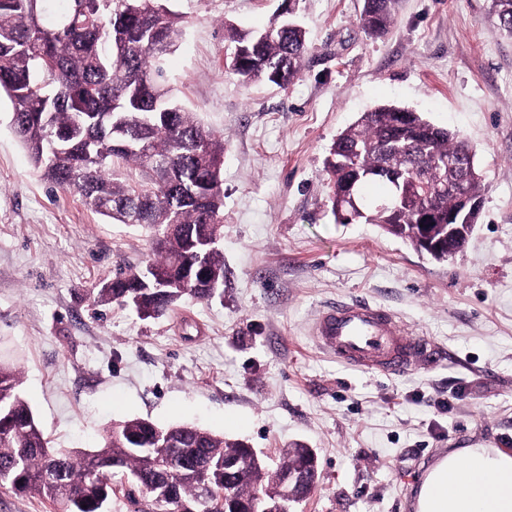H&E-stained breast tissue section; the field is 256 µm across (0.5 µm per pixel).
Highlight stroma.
<instances>
[{
    "instance_id": "1",
    "label": "stroma",
    "mask_w": 512,
    "mask_h": 512,
    "mask_svg": "<svg viewBox=\"0 0 512 512\" xmlns=\"http://www.w3.org/2000/svg\"><path fill=\"white\" fill-rule=\"evenodd\" d=\"M281 0H167L186 22L167 68L224 138V285L142 319L91 291L154 258L34 170L0 98V358L52 447L96 448L113 422L192 423L267 464L300 443L320 479L292 512H414L449 451L512 455V38L491 0H401L378 37L363 0H298L311 48L280 87L227 72L225 23L270 24ZM393 104L457 132L483 172L481 214L438 262L373 224H340L325 159L362 113ZM365 300L444 357L401 375L346 366L313 325Z\"/></svg>"
}]
</instances>
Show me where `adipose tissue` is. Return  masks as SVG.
Listing matches in <instances>:
<instances>
[{
  "instance_id": "obj_1",
  "label": "adipose tissue",
  "mask_w": 512,
  "mask_h": 512,
  "mask_svg": "<svg viewBox=\"0 0 512 512\" xmlns=\"http://www.w3.org/2000/svg\"><path fill=\"white\" fill-rule=\"evenodd\" d=\"M416 512H512V456L492 448L449 452L426 473Z\"/></svg>"
}]
</instances>
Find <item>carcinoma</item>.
<instances>
[{
  "instance_id": "obj_1",
  "label": "carcinoma",
  "mask_w": 512,
  "mask_h": 512,
  "mask_svg": "<svg viewBox=\"0 0 512 512\" xmlns=\"http://www.w3.org/2000/svg\"><path fill=\"white\" fill-rule=\"evenodd\" d=\"M398 7L365 0L362 29L384 33ZM492 11L512 37V0H492ZM183 33L164 0H0L11 127L47 183L151 232L156 258L93 290L94 303L116 301L145 318L185 298L208 300L224 283V138L172 93L164 69ZM225 35L226 69L245 80L286 86L310 50L301 28L267 38L231 25ZM114 125L124 128L118 138ZM326 168L338 223L375 224L412 245L418 224H461L481 200L473 148L406 108L363 113L337 136ZM296 462L287 450L269 469L242 442L145 418L116 423L93 451H56L19 371L0 362V487L36 494L53 512H108L116 476L128 512H224L226 489L243 512H264L280 496L278 475Z\"/></svg>"
}]
</instances>
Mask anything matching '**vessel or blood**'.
Returning <instances> with one entry per match:
<instances>
[{"mask_svg": "<svg viewBox=\"0 0 512 512\" xmlns=\"http://www.w3.org/2000/svg\"><path fill=\"white\" fill-rule=\"evenodd\" d=\"M337 360L357 368L401 374L436 355V347L398 325L394 315L365 301H339L313 326Z\"/></svg>", "mask_w": 512, "mask_h": 512, "instance_id": "obj_1", "label": "vessel or blood"}]
</instances>
